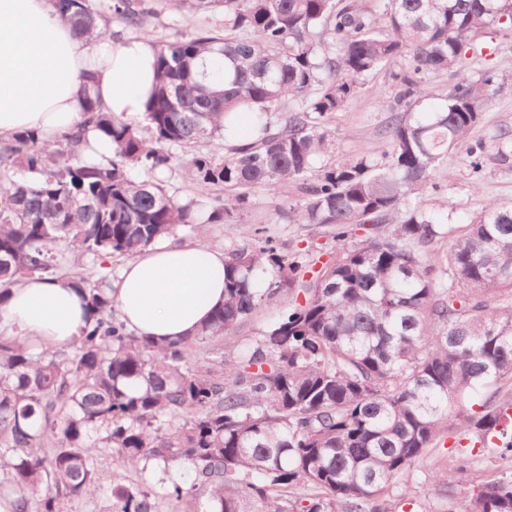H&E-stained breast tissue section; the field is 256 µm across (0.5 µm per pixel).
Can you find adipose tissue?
<instances>
[{
  "label": "adipose tissue",
  "instance_id": "1",
  "mask_svg": "<svg viewBox=\"0 0 512 512\" xmlns=\"http://www.w3.org/2000/svg\"><path fill=\"white\" fill-rule=\"evenodd\" d=\"M155 50L129 37H76L52 0H0V137L21 130L43 138L84 131L92 157L111 144L85 128L79 87L93 79L104 111L141 120L155 84ZM223 250L198 242H157L124 264L109 294L137 335L164 344L194 337L224 303ZM87 318L68 278H32L0 304V323L59 346L72 344Z\"/></svg>",
  "mask_w": 512,
  "mask_h": 512
}]
</instances>
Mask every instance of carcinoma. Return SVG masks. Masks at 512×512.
Listing matches in <instances>:
<instances>
[{
  "label": "carcinoma",
  "instance_id": "1",
  "mask_svg": "<svg viewBox=\"0 0 512 512\" xmlns=\"http://www.w3.org/2000/svg\"><path fill=\"white\" fill-rule=\"evenodd\" d=\"M379 2L376 13L357 0H192L215 25L155 44L144 125L103 111L82 85L87 122L112 143L108 160L78 158L80 133L51 149L22 131L0 147L12 172L0 187V299L86 254L132 257L195 223L200 201L131 172L169 168L173 147L216 137L239 112L250 114V139L224 138L221 161H190L201 193L224 186L209 223L235 222L255 189L279 194L303 181L288 219L328 227L340 242L299 281L297 262L246 230V243L224 250V306L192 339L159 345L128 332L105 275L76 277L90 317L68 351L0 336V496H15L16 512H72L107 481L103 448L116 468L141 475L112 483L109 512H393L413 500L418 464L431 486L447 487L479 466L477 444L496 439L500 457H512V396L500 395L512 382V204L487 203L435 279L418 249L443 235L424 191L464 148L495 85L459 64L483 51L478 32L512 33V0ZM56 8L82 36L107 32L95 0ZM109 10L143 24L134 0ZM213 55L224 59L218 86L206 70ZM398 59L405 68L392 78L406 111L388 117L389 149L315 167L330 154V116ZM443 71L457 81L428 106V79ZM358 227L367 234L354 237ZM269 273L276 290L304 301L254 349L198 366L200 347L261 306L256 285ZM477 401L481 411L467 412ZM446 428L471 446L447 454ZM173 465L191 469L192 482L162 494L143 477ZM453 512H512V469L490 474Z\"/></svg>",
  "mask_w": 512,
  "mask_h": 512
}]
</instances>
